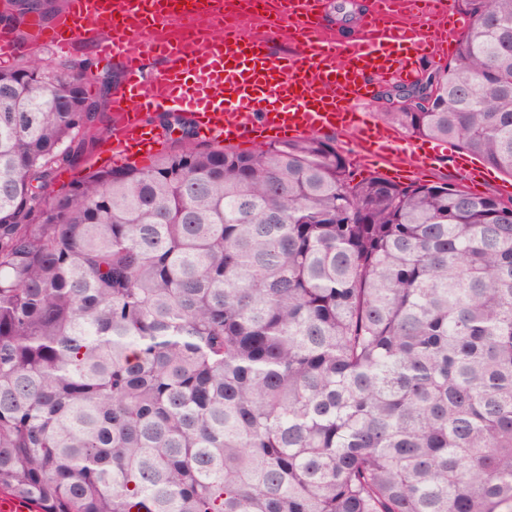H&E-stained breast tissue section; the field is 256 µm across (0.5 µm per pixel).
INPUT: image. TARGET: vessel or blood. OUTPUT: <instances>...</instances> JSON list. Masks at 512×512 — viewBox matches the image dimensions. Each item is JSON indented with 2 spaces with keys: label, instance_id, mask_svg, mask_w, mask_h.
<instances>
[{
  "label": "vessel or blood",
  "instance_id": "b4317fda",
  "mask_svg": "<svg viewBox=\"0 0 512 512\" xmlns=\"http://www.w3.org/2000/svg\"><path fill=\"white\" fill-rule=\"evenodd\" d=\"M318 0H260L257 7L227 0H70L43 39L58 50L91 34L102 64L120 59L123 86L114 93L113 158L133 149L154 151L161 136L150 113L174 107L192 113L198 135L230 144L295 139L310 133L355 131L360 161L384 165L398 151V135L372 120V76H411L414 59L450 52L465 23L436 0H373L349 41L328 30ZM441 11L431 28L418 16ZM262 18L268 32L249 25ZM295 48L276 52L269 35ZM161 61L147 71V59Z\"/></svg>",
  "mask_w": 512,
  "mask_h": 512
}]
</instances>
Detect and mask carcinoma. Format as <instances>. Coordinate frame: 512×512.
<instances>
[{"instance_id":"1","label":"carcinoma","mask_w":512,"mask_h":512,"mask_svg":"<svg viewBox=\"0 0 512 512\" xmlns=\"http://www.w3.org/2000/svg\"><path fill=\"white\" fill-rule=\"evenodd\" d=\"M0 22L61 0H0ZM383 120L512 178V0ZM0 68V492L40 512H512V207L335 140H106L112 74ZM97 87L92 96L85 85ZM409 105L388 106L392 91ZM105 147L104 140L87 139L81 152L68 164H62L57 168L55 179L50 187V191L55 193L69 188L73 182L80 180L88 171L89 166L98 168V165L92 164V158L97 156Z\"/></svg>"}]
</instances>
